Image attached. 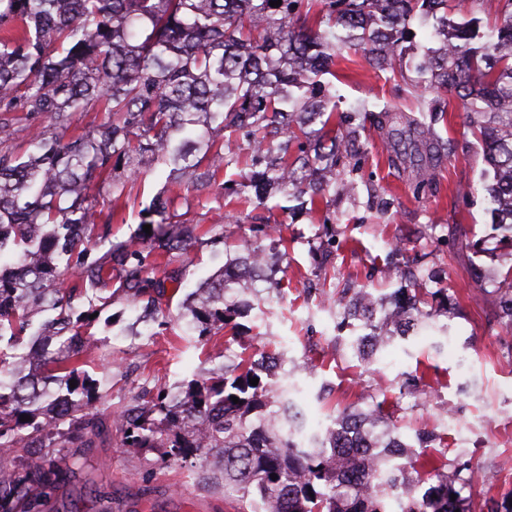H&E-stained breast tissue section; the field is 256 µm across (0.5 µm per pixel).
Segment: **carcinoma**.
<instances>
[{"instance_id": "cac0c4a2", "label": "carcinoma", "mask_w": 512, "mask_h": 512, "mask_svg": "<svg viewBox=\"0 0 512 512\" xmlns=\"http://www.w3.org/2000/svg\"><path fill=\"white\" fill-rule=\"evenodd\" d=\"M479 2L467 0L455 21L448 0H282L276 8L270 0H0V112L48 119L26 127L34 147L27 156L0 149V342L14 348L29 335L36 350L29 359L0 350V375L10 377L0 380V449H30L0 458V512H42L45 494L73 475L92 447L108 403V391L81 369L90 338L68 314V278L91 291L112 279V267L87 261L93 241L86 231L97 220L93 187L119 168L123 178L137 179L161 157L189 186L210 180L235 159L220 141L230 127L252 135L259 198L273 187L315 201L328 191L320 172L350 149L347 133L322 139L336 109L323 76L335 75L338 50H360L369 67L392 69L416 14L432 17L437 46L416 65L414 85L458 101L494 171L485 186L493 224L512 243V0H504L487 35L479 31ZM87 112H104L107 120L65 138ZM389 112L385 106L372 116L392 163L408 166V140L418 156L447 151L431 128H398ZM430 169L423 165L409 178L413 195L429 188ZM167 208L168 199L156 197L145 223L157 230L111 252L122 287L153 305L166 282L180 283L163 269L164 254L198 240L196 228L168 222ZM246 266L229 259L216 282L191 294L184 315L199 335L236 327L247 304L241 282L252 276ZM15 267L14 276H3ZM503 283L509 288L495 289L501 325L512 332V275ZM46 310L58 314L31 331L33 315ZM365 317L375 351L432 314L399 296L382 320L374 310ZM238 358L231 376L221 365L181 397L167 390L120 414L127 447L166 448L176 460L217 459L235 512H387L376 467L396 425L350 406L317 447L299 448L287 429L298 413L275 383L260 379L253 355ZM72 382L85 398L70 397ZM271 405L280 407L284 424L263 423L257 438L252 414ZM464 467L466 483L438 474L428 453H409L400 484L429 487L419 501L406 496L402 512H483L473 489L484 475L470 462Z\"/></svg>"}]
</instances>
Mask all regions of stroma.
I'll return each instance as SVG.
<instances>
[{
	"mask_svg": "<svg viewBox=\"0 0 512 512\" xmlns=\"http://www.w3.org/2000/svg\"><path fill=\"white\" fill-rule=\"evenodd\" d=\"M401 67L400 77L372 69L349 49L336 58L338 115L355 128L359 147L354 193L327 192L314 212L282 194L263 207L247 204L251 151L244 135L225 131L237 163L216 180L171 193V223L194 225L199 236L191 250L168 256L180 289L166 292L150 315L117 280L102 307L74 300L72 320L92 335L84 369L108 388L114 418L82 469L49 493L43 512H233L230 496L205 484V462L126 447L117 417L144 404L147 392L188 386L244 351L279 357L278 379L299 384L307 416L325 421L348 406L382 407L400 436L433 433L429 452L442 472L478 464L489 476L475 486L478 499L499 502L512 491V334L501 328L495 296L512 250L488 214L483 185L492 169L457 102L436 118L422 111L424 98L409 85L416 73L409 60ZM374 103L431 125L450 142L432 193L408 192L407 172L391 164L384 136L363 120L362 106ZM168 173L159 164L142 178L94 189L98 222L109 226L112 241L142 232L143 212ZM267 225L276 237L264 235ZM255 246L277 254L279 289L261 281L249 291L238 343L225 345L220 331L198 335L180 317L186 297L229 257ZM402 288L436 310L433 328L362 360L353 347L357 332L339 325L346 300L362 290L385 303ZM447 403L454 419L444 424Z\"/></svg>",
	"mask_w": 512,
	"mask_h": 512,
	"instance_id": "35a3bbf8",
	"label": "stroma"
}]
</instances>
